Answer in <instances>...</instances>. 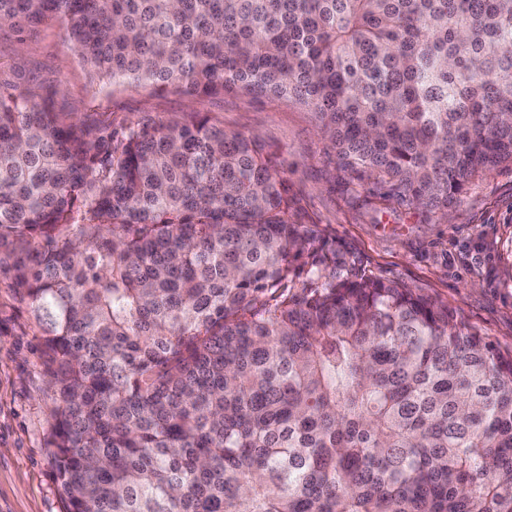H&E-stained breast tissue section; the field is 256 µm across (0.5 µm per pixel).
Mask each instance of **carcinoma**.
Masks as SVG:
<instances>
[{
  "label": "carcinoma",
  "mask_w": 512,
  "mask_h": 512,
  "mask_svg": "<svg viewBox=\"0 0 512 512\" xmlns=\"http://www.w3.org/2000/svg\"><path fill=\"white\" fill-rule=\"evenodd\" d=\"M100 80L312 110L358 186L512 164V0H0ZM0 280L67 512H512V352L368 272L261 141L0 96Z\"/></svg>",
  "instance_id": "cac0c4a2"
}]
</instances>
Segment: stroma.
<instances>
[{
  "mask_svg": "<svg viewBox=\"0 0 512 512\" xmlns=\"http://www.w3.org/2000/svg\"><path fill=\"white\" fill-rule=\"evenodd\" d=\"M0 92L115 125L207 113L258 136L277 168L375 276L446 302L457 321L512 350V165L470 184L446 212L379 200L351 188L312 112L277 98L228 92L192 98L148 85H112L79 63L61 27L0 28ZM39 332L0 283V512H65L48 445L53 394Z\"/></svg>",
  "mask_w": 512,
  "mask_h": 512,
  "instance_id": "stroma-1",
  "label": "stroma"
}]
</instances>
